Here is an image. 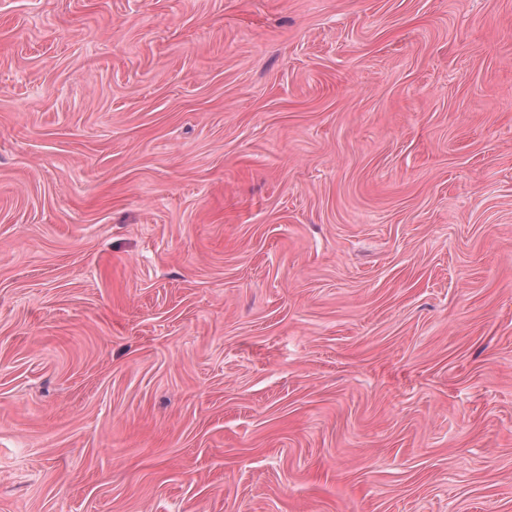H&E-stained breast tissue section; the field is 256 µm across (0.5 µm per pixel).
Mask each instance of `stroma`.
Listing matches in <instances>:
<instances>
[{"label": "stroma", "instance_id": "1", "mask_svg": "<svg viewBox=\"0 0 512 512\" xmlns=\"http://www.w3.org/2000/svg\"><path fill=\"white\" fill-rule=\"evenodd\" d=\"M0 512H512V0H0Z\"/></svg>", "mask_w": 512, "mask_h": 512}]
</instances>
